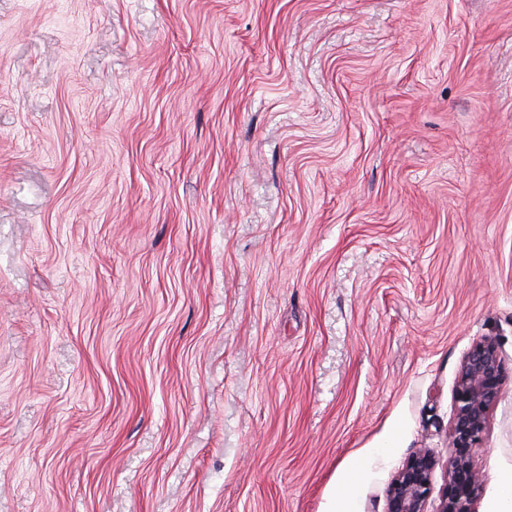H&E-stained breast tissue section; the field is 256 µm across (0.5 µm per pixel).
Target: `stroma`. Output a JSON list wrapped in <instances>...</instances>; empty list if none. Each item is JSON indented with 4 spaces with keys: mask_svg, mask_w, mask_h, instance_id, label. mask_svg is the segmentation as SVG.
<instances>
[{
    "mask_svg": "<svg viewBox=\"0 0 512 512\" xmlns=\"http://www.w3.org/2000/svg\"><path fill=\"white\" fill-rule=\"evenodd\" d=\"M512 471V0H0V512H385L464 355Z\"/></svg>",
    "mask_w": 512,
    "mask_h": 512,
    "instance_id": "1",
    "label": "stroma"
}]
</instances>
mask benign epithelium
<instances>
[{"label": "benign epithelium", "instance_id": "benign-epithelium-1", "mask_svg": "<svg viewBox=\"0 0 512 512\" xmlns=\"http://www.w3.org/2000/svg\"><path fill=\"white\" fill-rule=\"evenodd\" d=\"M503 386L495 338L485 336L464 356L453 393L447 482L438 512H475L480 475L471 462L481 444L490 406ZM434 457L420 451L396 473L386 491V512H425L432 489Z\"/></svg>", "mask_w": 512, "mask_h": 512}]
</instances>
